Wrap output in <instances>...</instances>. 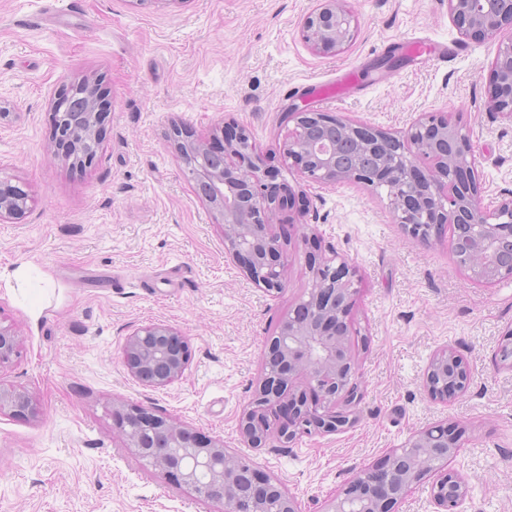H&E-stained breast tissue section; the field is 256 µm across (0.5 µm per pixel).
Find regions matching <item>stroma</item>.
<instances>
[{
    "mask_svg": "<svg viewBox=\"0 0 512 512\" xmlns=\"http://www.w3.org/2000/svg\"><path fill=\"white\" fill-rule=\"evenodd\" d=\"M358 35L315 54L301 36L316 0H0V181L23 187V214L0 221V323L21 340L0 385L35 415L0 412V512H224L126 448L113 407L136 405L223 441L296 497L323 502L363 466L434 422L466 428L450 463L468 481L464 512H512V369L497 364L512 328V279L473 282L449 235L423 244L393 221L385 189L318 186L289 168V106L392 133L444 112L474 146L484 198L512 197V121L490 112L489 76L507 33L463 37L448 0H348ZM405 65L375 69L391 52ZM103 79L108 115L95 160L75 167L52 137L51 103L69 83ZM246 130L277 183L305 193L281 209L287 282L257 288L224 252V232L169 147L173 126L208 139ZM348 264L358 289L351 348L362 398L347 429L289 447H245L241 413L265 345L309 286L301 233ZM28 266L29 287L13 277ZM186 336L184 374L141 386L123 358L135 329ZM456 348L475 370L450 403L431 400L433 353Z\"/></svg>",
    "mask_w": 512,
    "mask_h": 512,
    "instance_id": "stroma-1",
    "label": "stroma"
}]
</instances>
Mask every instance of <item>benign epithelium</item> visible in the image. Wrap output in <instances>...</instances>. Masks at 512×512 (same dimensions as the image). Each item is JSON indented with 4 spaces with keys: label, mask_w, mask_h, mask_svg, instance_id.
<instances>
[{
    "label": "benign epithelium",
    "mask_w": 512,
    "mask_h": 512,
    "mask_svg": "<svg viewBox=\"0 0 512 512\" xmlns=\"http://www.w3.org/2000/svg\"><path fill=\"white\" fill-rule=\"evenodd\" d=\"M448 12L465 37L512 30V0H448ZM358 28L347 0H317L303 18L301 33L315 53L337 55L353 42ZM492 83L488 108L512 120V40L499 46ZM104 96L103 81H82L52 102L54 133L70 141L69 159L75 164H89L97 156L106 119L100 109ZM288 117L295 126L284 154L306 181L326 186L364 182L360 172L336 168L329 141L309 137L314 123L342 126L386 153L370 185L387 188L394 222L409 236L427 243L443 227L457 234L476 224L480 239L472 258L460 266L480 284L512 278L511 269L494 266L490 251L495 242L512 241V198L484 203L469 136L448 116L426 113L402 136L314 109L293 107ZM219 132L221 144L211 145L174 127L169 141L212 218L224 226L225 252L257 287L279 292L287 270L271 226L285 198L269 185L275 173L246 132L227 122ZM8 188L13 195L0 194V219L18 214L25 205L24 192L11 184ZM307 260L310 288L282 319L279 335L267 343L263 379L239 420L250 448H264L273 438L286 448L299 437L340 432L355 421L350 408L361 399L358 361L347 336L357 288L345 262L336 265L319 249L307 252ZM18 348L14 329L0 325V365L10 362ZM123 357L135 380L153 389L181 377L190 360L186 337L164 323L131 333ZM497 357L512 369V328ZM470 380L467 362L446 348L430 359L423 383L431 399L448 403L468 389ZM6 407L23 414L34 411L24 392L0 386V410ZM113 416L126 448L199 497L224 502L225 512H300L295 496L264 470L229 453L223 442L137 406L116 409ZM463 434L462 427L446 423L414 431L383 462L361 468L319 512H396L414 486L431 475L436 477L430 489L432 512H458L468 485L449 462Z\"/></svg>",
    "instance_id": "1"
}]
</instances>
